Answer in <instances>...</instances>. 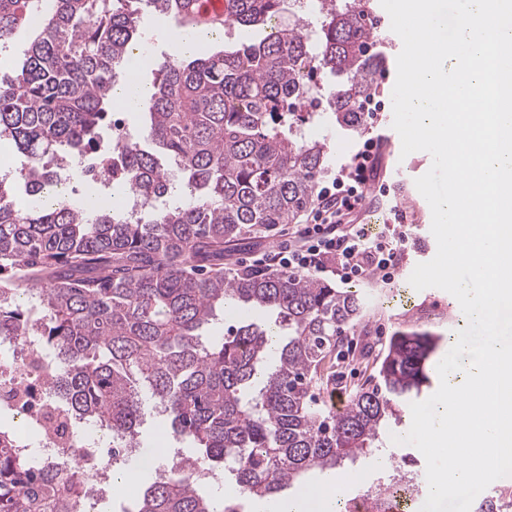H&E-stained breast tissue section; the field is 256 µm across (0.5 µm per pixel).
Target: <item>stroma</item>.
Segmentation results:
<instances>
[{"label":"stroma","instance_id":"stroma-1","mask_svg":"<svg viewBox=\"0 0 512 512\" xmlns=\"http://www.w3.org/2000/svg\"><path fill=\"white\" fill-rule=\"evenodd\" d=\"M374 24L379 41L377 50L389 59L377 76L373 91L375 100L381 101L383 110L379 114V126L389 137L379 152L378 175L390 179L392 169H401L405 182L396 185L394 198L381 201L377 231H385V219L391 208H399L407 215L409 242L401 255L400 271L394 283L382 282L375 275L350 283L349 288L364 296L366 316L355 333L347 334L334 347L321 368V378L314 392L320 404L331 406L333 400L348 402L351 392L362 386L377 369L379 356L389 337L399 328L410 324L441 334L438 356H445L457 333L465 328L467 319L458 301L450 293L435 287L421 291L409 283L415 266L431 260L437 251V243L431 232V209L415 186L416 178L424 175L432 164L430 154L416 151L402 155L401 140L393 127L392 91L396 80L395 61L402 49V40L393 34L390 17L383 7H376ZM284 233L270 237L251 238L226 246L224 249V271L228 274L248 267L253 259L277 250L287 244Z\"/></svg>","mask_w":512,"mask_h":512}]
</instances>
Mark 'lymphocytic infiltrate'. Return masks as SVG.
<instances>
[{
    "label": "lymphocytic infiltrate",
    "mask_w": 512,
    "mask_h": 512,
    "mask_svg": "<svg viewBox=\"0 0 512 512\" xmlns=\"http://www.w3.org/2000/svg\"><path fill=\"white\" fill-rule=\"evenodd\" d=\"M380 140L367 138L351 162L318 193L310 222L298 230L286 249L265 254V267L285 273L329 274L347 284L367 274L394 281L401 249L408 239L405 225L377 235L356 221L367 187L377 170Z\"/></svg>",
    "instance_id": "lymphocytic-infiltrate-1"
}]
</instances>
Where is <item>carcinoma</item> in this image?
Segmentation results:
<instances>
[{
  "label": "carcinoma",
  "mask_w": 512,
  "mask_h": 512,
  "mask_svg": "<svg viewBox=\"0 0 512 512\" xmlns=\"http://www.w3.org/2000/svg\"><path fill=\"white\" fill-rule=\"evenodd\" d=\"M285 0H52L22 61L0 73V131L28 159L24 210L13 180L0 178V339L40 337L59 369L52 387L72 414L126 437L137 433L143 397L163 404L169 434L195 452L139 489L131 512H217L192 472L228 468L240 490L273 500L310 470L361 456L384 457L381 434L430 382L427 362L441 337L417 327L389 338L372 385L332 415L310 387L365 304L303 274H224V244L293 224L317 198L326 140L294 126L314 94L326 119L348 133L384 64L373 52L369 0H319L311 21L279 28ZM183 30L221 35L270 28L256 42L158 65L144 122L120 145L100 131L112 88L146 10ZM29 24L28 0H0V46ZM326 69L339 81L319 87ZM99 153L112 196L137 193L160 204L128 219L117 203L77 202L58 192L54 161ZM185 188L171 204L173 177ZM39 297L41 316L20 300ZM265 309L269 323L241 322L209 339L217 313ZM0 430V512H78L77 484L97 463L85 453L69 472L34 470ZM512 486L496 485L475 512H509Z\"/></svg>",
  "instance_id": "obj_1"
}]
</instances>
